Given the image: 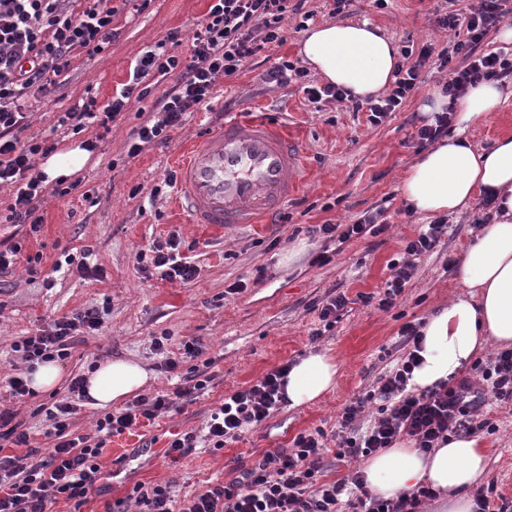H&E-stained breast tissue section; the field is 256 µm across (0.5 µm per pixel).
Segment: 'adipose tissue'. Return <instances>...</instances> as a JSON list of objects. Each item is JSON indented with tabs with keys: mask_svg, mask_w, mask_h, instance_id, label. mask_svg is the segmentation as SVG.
<instances>
[{
	"mask_svg": "<svg viewBox=\"0 0 512 512\" xmlns=\"http://www.w3.org/2000/svg\"><path fill=\"white\" fill-rule=\"evenodd\" d=\"M301 53L330 84L364 100L393 79L399 52L391 39L366 23H325L309 29ZM507 95L497 82L469 89L456 109L457 131L431 148L402 179V193L423 215L450 214L485 195L496 212L457 262L455 277L469 296L439 306L422 327L424 336L411 387L423 390L461 374L488 342L512 344V132L479 150L465 138L473 122L498 111ZM338 367L327 354L311 352L287 377L288 404L314 402L336 385ZM150 373L140 363L115 360L85 374V395L106 408L142 388ZM486 471L479 438L453 437L429 453L401 443L363 466L370 493L393 499L427 484L441 493V512H476L472 488Z\"/></svg>",
	"mask_w": 512,
	"mask_h": 512,
	"instance_id": "obj_1",
	"label": "adipose tissue"
}]
</instances>
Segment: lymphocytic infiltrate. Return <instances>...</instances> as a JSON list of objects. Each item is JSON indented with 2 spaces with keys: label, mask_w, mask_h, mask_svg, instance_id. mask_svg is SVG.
<instances>
[{
  "label": "lymphocytic infiltrate",
  "mask_w": 512,
  "mask_h": 512,
  "mask_svg": "<svg viewBox=\"0 0 512 512\" xmlns=\"http://www.w3.org/2000/svg\"><path fill=\"white\" fill-rule=\"evenodd\" d=\"M288 11V0H210L207 13L195 32L189 58L167 51V43H178L179 31L169 32L139 58L132 83L123 85L105 106L95 99L75 105L61 118L73 134L91 126L108 128L129 106L132 99L152 98L156 120L141 124L132 134L128 156H138L151 144H166L174 130L181 128L188 115L204 106L214 95L218 77L237 73L256 54L260 44L282 43L281 23ZM117 12L113 0H0V185L14 186L6 223L26 224L39 231L44 217L40 212L43 180L32 176L36 156L56 151V142L21 143V103L30 94L52 93L58 79L71 66L76 52L103 50L113 37L112 19ZM500 0H477L468 15L444 13L437 16L439 32L449 33L446 47L404 48V66L398 67L389 92L368 100V120L376 124L399 111L417 88L421 70L437 62L449 72L441 92L456 101L469 87L483 81H496L512 74V59L499 52L482 53L478 46L500 23ZM466 39H456L457 30ZM176 75V84L159 96H152V82ZM308 72L285 61L266 72L265 83L285 85L290 79L306 81L310 101L333 99L344 102L343 89L307 81ZM447 231L438 219L427 224L418 237L407 243V261L391 266L387 288L379 301L381 309L393 307L412 279L414 257L433 251ZM176 236L138 254L144 268L158 271L168 281L193 280L198 269L179 252ZM103 316L91 307L52 320L37 335L14 342L20 363L8 379L13 397L28 395L27 374L35 363L65 360L78 334L102 328ZM404 352L376 387L345 406L338 421L335 455L356 460L393 447L402 436L416 448L428 452L445 443L449 435L472 436L494 432L489 420L477 411L487 400L512 404V348L498 350L493 357L476 363L478 381H458L414 392L407 385L417 365L414 349L422 339L421 327L408 323L399 331ZM155 351L164 356L166 372L177 377L172 394L141 395L125 408L105 414L96 421V438L76 435L69 420L75 412L71 403L59 401L46 408V433L54 437L53 448L40 451L31 445V436L13 416L0 412V441L11 442L17 454H0V512H50L59 500L82 506L90 489L100 480L105 446L112 436L131 429L141 420H154L172 407L174 401H194L212 381L197 363L203 353L195 339L181 341L178 351L167 350L163 339L153 341ZM287 366L268 371L251 387L225 394L224 402L211 414L204 440L216 452L237 440L249 428L261 425L285 405L283 393ZM376 414L367 427L358 418L367 407ZM325 433L315 430L299 434L289 448L263 454L234 479L208 486L183 507L173 505L168 485L143 484L134 487L135 501L145 512H416L422 500L435 498L434 489L418 487L395 499L371 496L365 490L360 472L325 482L321 479L326 452ZM196 436L174 435L167 457L179 462L197 447Z\"/></svg>",
  "instance_id": "obj_1"
}]
</instances>
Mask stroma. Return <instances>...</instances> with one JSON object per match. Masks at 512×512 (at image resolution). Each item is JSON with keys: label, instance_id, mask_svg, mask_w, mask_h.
<instances>
[{"label": "stroma", "instance_id": "stroma-1", "mask_svg": "<svg viewBox=\"0 0 512 512\" xmlns=\"http://www.w3.org/2000/svg\"><path fill=\"white\" fill-rule=\"evenodd\" d=\"M473 4L474 0H388L380 9L372 0H353L338 19L369 22L399 48L426 42L440 47L446 36L435 26L438 12L466 14ZM208 6L209 0H129L112 21L117 30L112 43L98 53L81 52L50 97L28 99L24 107L28 126L23 140L50 132L63 147L87 139L95 140L97 147L78 175L77 189L66 196L46 192L39 232H30L25 224L0 223V244L22 247L14 271L0 276V409L17 411L34 445L48 448L52 442L44 436L43 411L62 398H70L76 408L72 429L93 433L102 409L69 396L68 384L96 363L139 361L154 374L144 388L154 394L175 387L160 367L154 338L169 336L175 346L185 337H195L210 362L212 381L204 394L112 437L102 478L90 490L82 512H107L138 483H170L176 503H184L209 483L237 476L266 450L291 447L294 437L315 429L327 437V480L349 475L352 464L333 454L342 408L376 386L389 370L405 323L425 321L434 308L458 294L456 262L479 225L494 213L476 202L449 216L447 234L433 252L417 259L415 275L395 306L379 309L377 300L384 293L391 263L403 257L407 242L430 221L429 216L409 213L400 182L421 154L411 116L445 76L424 70L415 94L378 125L344 103H310L298 84L276 87L260 78L262 68L284 60L307 67L300 52L304 33L297 28L299 16L293 14L284 22V42L262 50L263 67L249 65L236 76L219 78L209 108L191 114L167 144L134 158L127 154L131 134L152 116L148 98L123 111L107 131L93 128L76 135L60 125L63 113L81 99L93 97L105 105L127 82L139 57L170 31L182 34L171 53L188 55ZM244 105L302 143V184L280 219L219 231L189 223L171 194L150 199L163 176L177 170L185 143L214 128L222 113ZM366 213L384 225V232L340 245L310 232L315 225L348 224ZM172 233L181 241V253L199 269L191 281L160 280L136 260L141 248L165 242ZM67 249L90 250L88 264L97 268V275L62 267ZM323 252L327 262L316 263ZM261 266L267 274L258 281L254 274ZM240 281L244 289L230 293V286ZM339 292L349 303L334 327L323 330L320 309ZM89 306L104 308V328L76 343L61 363L58 385L47 393L13 398L6 386L18 360L13 343L37 334L53 319ZM310 352L325 353L338 364L335 387L318 400L283 407L218 452L200 449L177 463L166 457L172 434H205L209 415L223 403L225 393L252 386L275 366ZM479 412L495 426L494 433L482 436L488 461L480 488L512 501V404L487 402Z\"/></svg>", "mask_w": 512, "mask_h": 512}]
</instances>
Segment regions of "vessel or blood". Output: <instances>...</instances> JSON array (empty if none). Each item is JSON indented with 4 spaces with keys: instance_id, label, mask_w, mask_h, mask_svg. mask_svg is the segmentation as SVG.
Here are the masks:
<instances>
[{
    "instance_id": "1",
    "label": "vessel or blood",
    "mask_w": 512,
    "mask_h": 512,
    "mask_svg": "<svg viewBox=\"0 0 512 512\" xmlns=\"http://www.w3.org/2000/svg\"><path fill=\"white\" fill-rule=\"evenodd\" d=\"M301 158L299 140L283 128L249 112L234 113L188 146L173 197L195 224H258L298 189Z\"/></svg>"
}]
</instances>
